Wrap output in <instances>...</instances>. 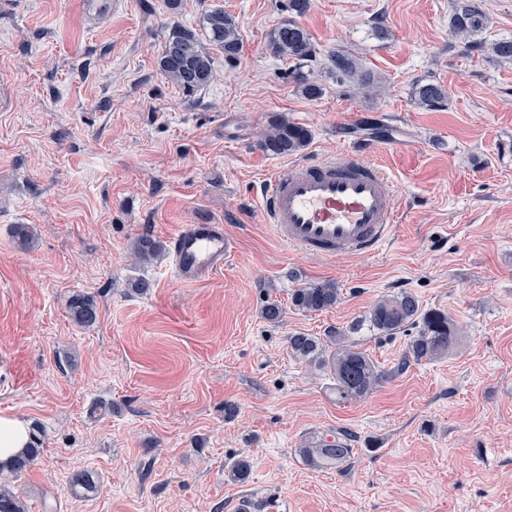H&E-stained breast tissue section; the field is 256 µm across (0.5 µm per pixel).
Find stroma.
<instances>
[{
  "label": "stroma",
  "instance_id": "stroma-1",
  "mask_svg": "<svg viewBox=\"0 0 512 512\" xmlns=\"http://www.w3.org/2000/svg\"><path fill=\"white\" fill-rule=\"evenodd\" d=\"M454 0H312L299 24L317 64L275 56L288 0H0V417L44 432L10 485L27 512H512V62L464 51ZM224 9L242 49L194 92L158 68L173 28ZM379 84H336L330 53ZM318 82L305 97L300 78ZM448 92L438 109L415 88ZM282 116L311 133L300 159L332 157L354 134L398 120L416 133L365 152L402 216L377 254L322 258L284 246L255 198L289 164L259 133ZM224 225L236 250L222 273L177 283L170 260L136 262L131 241H168L181 224ZM31 225L32 248L15 225ZM142 279L146 293L128 283ZM336 282L332 309L306 313L294 288ZM415 293L448 313L447 357L398 363L416 328L388 338L361 320L380 296ZM93 297L75 324L67 302ZM271 302L280 322L261 311ZM353 330L387 378L337 402L326 372L294 358L296 332ZM348 434L343 467L298 450ZM247 461L246 481L228 471ZM99 481L79 492L75 473ZM71 319L79 326H91L98 319L97 303L89 296H75L68 303Z\"/></svg>",
  "mask_w": 512,
  "mask_h": 512
}]
</instances>
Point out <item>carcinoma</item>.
Returning a JSON list of instances; mask_svg holds the SVG:
<instances>
[{"instance_id": "1", "label": "carcinoma", "mask_w": 512, "mask_h": 512, "mask_svg": "<svg viewBox=\"0 0 512 512\" xmlns=\"http://www.w3.org/2000/svg\"><path fill=\"white\" fill-rule=\"evenodd\" d=\"M489 18L482 0H455L449 19L451 33L468 51L487 52L497 58L512 60V38L493 40L483 38ZM202 27L212 46L228 61L237 59L241 50V38L235 21L222 9L205 13ZM269 45L274 54L286 57L298 64L317 61V48L310 34L294 20L279 25L271 34ZM329 64L336 71V80L349 81L358 89L375 87L371 73L363 70L349 55L336 52L329 56ZM158 65L164 77L186 91L206 87L213 80L212 59L202 45L198 33L189 28H176L165 40ZM443 86L429 83L417 89L420 103L428 108H439L446 101ZM311 139L309 130L284 118H277L260 139L263 150L274 155H290L305 148ZM132 247L138 261L151 263L164 257L166 248L149 235L134 239ZM340 291L332 282L312 283L297 288L291 294L292 305L303 312H319L336 306ZM71 319L79 326H91L98 319L97 303L89 296H75L68 303ZM370 328L381 336H393L408 325L421 324L419 333L409 340L401 367L410 362L440 359L457 344V336L445 312H428L422 309L418 296L402 291L383 295L370 307L365 316ZM289 352L297 359L329 370L334 380L336 400L350 403L368 396L383 380L379 370L365 352L344 333L334 331L325 338L297 332L288 337ZM43 441L38 432L32 433L30 445L9 464L5 470L18 474L27 470L41 454ZM306 462L320 468L324 465L337 467L349 462L353 456L349 435L336 433V440L326 438L311 447L299 449ZM73 483L85 492L98 490L96 475L88 470L78 472ZM0 512H26L22 500L6 483L0 482Z\"/></svg>"}]
</instances>
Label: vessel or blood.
I'll list each match as a JSON object with an SVG mask.
<instances>
[{"label":"vessel or blood","mask_w":512,"mask_h":512,"mask_svg":"<svg viewBox=\"0 0 512 512\" xmlns=\"http://www.w3.org/2000/svg\"><path fill=\"white\" fill-rule=\"evenodd\" d=\"M372 140L350 141L330 158L279 169L259 186L278 239L312 256L373 255L392 237L399 215L391 182L361 157ZM235 250L223 225H181L171 238L173 274L192 285L221 271Z\"/></svg>","instance_id":"vessel-or-blood-1"}]
</instances>
